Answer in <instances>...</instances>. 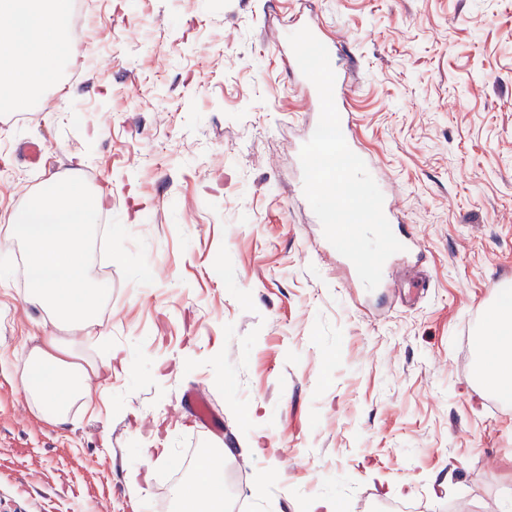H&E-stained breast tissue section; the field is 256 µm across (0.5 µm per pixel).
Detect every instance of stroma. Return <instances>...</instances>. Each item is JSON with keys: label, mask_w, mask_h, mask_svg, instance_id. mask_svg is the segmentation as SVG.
<instances>
[{"label": "stroma", "mask_w": 512, "mask_h": 512, "mask_svg": "<svg viewBox=\"0 0 512 512\" xmlns=\"http://www.w3.org/2000/svg\"><path fill=\"white\" fill-rule=\"evenodd\" d=\"M69 5L85 11L83 62L0 117V512H165L191 483L164 489L163 474L209 441L183 411L190 390L223 420L240 512L317 498L501 512L512 402L472 372L494 291L512 288V0ZM306 15L349 44L357 138L423 253L393 291L348 283L298 191L315 114L278 35ZM27 142L46 147L38 164ZM70 175L111 189L98 224L119 219L131 251L143 238L154 278L127 281L95 252L111 295L87 329L27 303L23 250L5 238ZM52 332L97 369L63 428L23 390Z\"/></svg>", "instance_id": "stroma-1"}]
</instances>
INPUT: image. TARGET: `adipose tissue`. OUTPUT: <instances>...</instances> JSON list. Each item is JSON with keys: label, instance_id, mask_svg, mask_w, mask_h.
I'll list each match as a JSON object with an SVG mask.
<instances>
[{"label": "adipose tissue", "instance_id": "ef3b65f1", "mask_svg": "<svg viewBox=\"0 0 512 512\" xmlns=\"http://www.w3.org/2000/svg\"><path fill=\"white\" fill-rule=\"evenodd\" d=\"M0 110L29 109L41 90L55 79L69 43L67 0H0ZM496 305L479 340V362L486 385L512 397V290L494 292ZM87 368L54 335L42 337L29 351L24 392L55 425L68 421L73 401L85 398ZM222 464L211 459L195 481L191 494L181 496V512H224V486L218 480Z\"/></svg>", "mask_w": 512, "mask_h": 512}]
</instances>
